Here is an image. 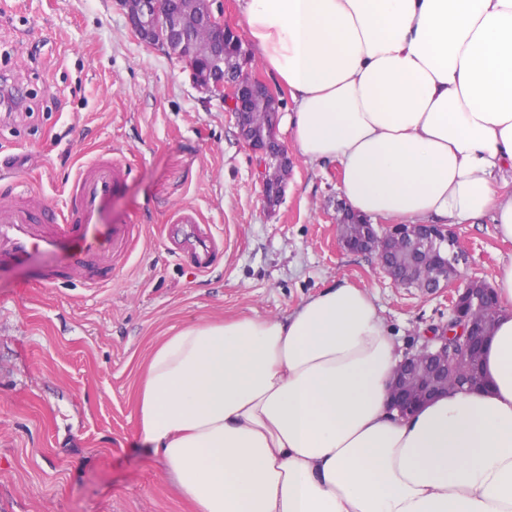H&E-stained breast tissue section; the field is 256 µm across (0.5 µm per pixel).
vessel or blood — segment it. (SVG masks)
<instances>
[{
	"label": "vessel or blood",
	"mask_w": 512,
	"mask_h": 512,
	"mask_svg": "<svg viewBox=\"0 0 512 512\" xmlns=\"http://www.w3.org/2000/svg\"><path fill=\"white\" fill-rule=\"evenodd\" d=\"M123 177L122 166L101 155L77 171L63 210H47L30 189L0 199V261L22 265L40 253L52 259L47 281L76 273L94 286L111 282L114 257L129 255L142 232L140 225L116 224L109 215ZM165 239L200 272L212 267L222 246L209 225L187 210L178 212Z\"/></svg>",
	"instance_id": "b4317fda"
}]
</instances>
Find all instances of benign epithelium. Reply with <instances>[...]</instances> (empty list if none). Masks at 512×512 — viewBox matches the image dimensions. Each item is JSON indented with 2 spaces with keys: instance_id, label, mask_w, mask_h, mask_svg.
<instances>
[{
  "instance_id": "7a95c632",
  "label": "benign epithelium",
  "mask_w": 512,
  "mask_h": 512,
  "mask_svg": "<svg viewBox=\"0 0 512 512\" xmlns=\"http://www.w3.org/2000/svg\"><path fill=\"white\" fill-rule=\"evenodd\" d=\"M125 11L128 25L137 38L148 47L161 48L182 61L189 71L192 84L209 98L227 105L235 117L240 137L256 153L259 174L269 167L290 168L292 160L287 148L276 137L280 99L249 71V51L238 50L237 66L224 67V42L238 37L224 18L215 14L214 0H203L202 11L211 26L213 50L205 62L196 60L191 42L182 29L179 0H117ZM263 102L269 124L257 129L249 122L256 102ZM348 220L363 227L355 238L341 237L339 244L353 252H376L379 264L396 284L403 283L396 267L392 250H376V241L391 245L403 242L412 251L426 254L434 262L431 277L424 291L434 294L440 288L448 289L450 315L448 323L438 327L419 351L408 355L398 365L392 387L391 406L404 417L426 402L455 391H472L479 382L470 373V358L479 352L486 336V328L469 314L472 308H482L497 314L498 304L494 289L479 279L461 285L457 282L456 266L461 254L453 233L443 224H388L380 226L363 221L336 207V223Z\"/></svg>"
}]
</instances>
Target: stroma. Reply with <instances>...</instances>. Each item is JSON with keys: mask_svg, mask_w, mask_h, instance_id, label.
<instances>
[{"mask_svg": "<svg viewBox=\"0 0 512 512\" xmlns=\"http://www.w3.org/2000/svg\"><path fill=\"white\" fill-rule=\"evenodd\" d=\"M1 77L26 96L0 111V195L32 187L61 209L78 169L108 154L128 169L112 218L142 234L99 287L45 284L38 253L0 267V512H193L141 445L135 402L152 349L185 325L282 318L343 279L404 351L447 322V290L396 285L375 255L340 246L338 165L294 155L268 210L233 115L142 44L116 0H7ZM181 208L224 240L211 273L167 246ZM451 230L463 278L493 281L512 260L491 219Z\"/></svg>", "mask_w": 512, "mask_h": 512, "instance_id": "stroma-1", "label": "stroma"}]
</instances>
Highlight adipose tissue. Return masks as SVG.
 I'll return each instance as SVG.
<instances>
[{"label":"adipose tissue","instance_id":"obj_1","mask_svg":"<svg viewBox=\"0 0 512 512\" xmlns=\"http://www.w3.org/2000/svg\"><path fill=\"white\" fill-rule=\"evenodd\" d=\"M250 42L313 164L372 218L473 224L512 242V0H243ZM484 388L401 417L404 353L338 281L282 319L193 323L152 350L141 443L195 512H512V262Z\"/></svg>","mask_w":512,"mask_h":512}]
</instances>
